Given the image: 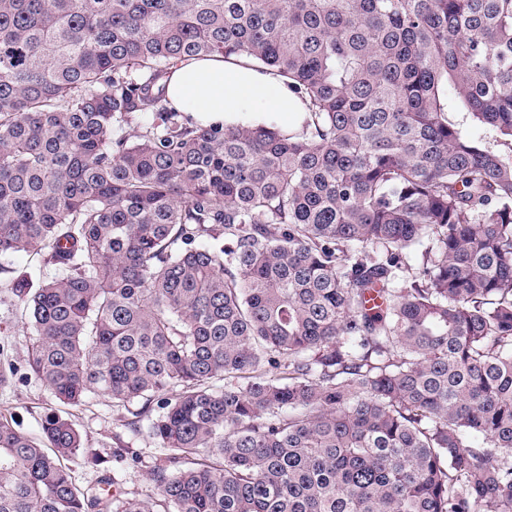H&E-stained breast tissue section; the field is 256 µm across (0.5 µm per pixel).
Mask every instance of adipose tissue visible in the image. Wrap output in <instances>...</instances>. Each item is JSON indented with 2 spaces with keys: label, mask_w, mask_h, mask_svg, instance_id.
<instances>
[{
  "label": "adipose tissue",
  "mask_w": 512,
  "mask_h": 512,
  "mask_svg": "<svg viewBox=\"0 0 512 512\" xmlns=\"http://www.w3.org/2000/svg\"><path fill=\"white\" fill-rule=\"evenodd\" d=\"M170 105L195 123L221 124L257 112L295 115L303 105L285 80L245 60L220 55L174 64L165 81Z\"/></svg>",
  "instance_id": "adipose-tissue-1"
}]
</instances>
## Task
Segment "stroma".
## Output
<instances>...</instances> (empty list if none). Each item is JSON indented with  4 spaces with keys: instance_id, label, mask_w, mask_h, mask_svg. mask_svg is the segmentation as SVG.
<instances>
[{
    "instance_id": "obj_1",
    "label": "stroma",
    "mask_w": 512,
    "mask_h": 512,
    "mask_svg": "<svg viewBox=\"0 0 512 512\" xmlns=\"http://www.w3.org/2000/svg\"><path fill=\"white\" fill-rule=\"evenodd\" d=\"M59 273V268L48 264L40 253L0 255V374L5 377L0 383V417L7 418L19 432L36 440L42 437L45 414L58 409L59 404L28 370L25 359L32 333L21 319L23 302L7 292L6 287L20 275L37 285ZM72 419L86 447L97 450L105 458L104 464L98 467L84 464L79 457L71 459L69 467L77 486H93L106 477L127 495L149 493L150 472L163 454L159 443L143 433L132 438V455L120 459L112 456V435L125 433L126 410L113 407L106 396L92 394L84 406L74 410Z\"/></svg>"
}]
</instances>
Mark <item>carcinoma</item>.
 I'll list each match as a JSON object with an SVG mask.
<instances>
[{
    "mask_svg": "<svg viewBox=\"0 0 512 512\" xmlns=\"http://www.w3.org/2000/svg\"><path fill=\"white\" fill-rule=\"evenodd\" d=\"M213 54L300 128L183 121L163 80ZM31 249L66 271L10 285L31 372L166 454L114 495L69 418L0 420V512H512V0H0V254Z\"/></svg>",
    "mask_w": 512,
    "mask_h": 512,
    "instance_id": "carcinoma-1",
    "label": "carcinoma"
}]
</instances>
